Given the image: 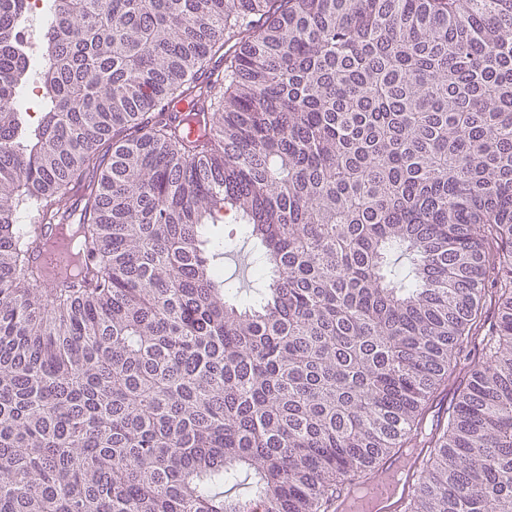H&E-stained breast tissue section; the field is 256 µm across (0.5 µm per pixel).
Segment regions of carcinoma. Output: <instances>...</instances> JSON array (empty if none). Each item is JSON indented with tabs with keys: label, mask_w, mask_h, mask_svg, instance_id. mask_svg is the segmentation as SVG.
Segmentation results:
<instances>
[{
	"label": "carcinoma",
	"mask_w": 512,
	"mask_h": 512,
	"mask_svg": "<svg viewBox=\"0 0 512 512\" xmlns=\"http://www.w3.org/2000/svg\"><path fill=\"white\" fill-rule=\"evenodd\" d=\"M46 9L35 54L0 0V512H331L401 448L406 512H512V0ZM33 210L91 273L44 279ZM239 220L234 215L224 217L223 224H209L207 226V236L211 241H215L220 246L225 245V250H234V257L224 255V277L233 275V277L243 276L241 259L245 254L255 252L252 241L247 238L244 224H238ZM240 251V252H239ZM238 252V255L237 253Z\"/></svg>",
	"instance_id": "carcinoma-1"
}]
</instances>
